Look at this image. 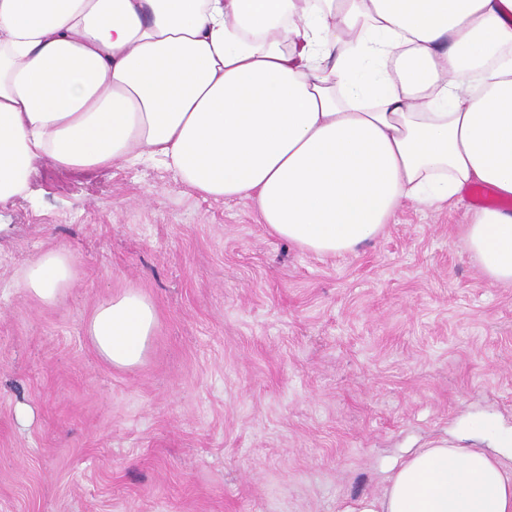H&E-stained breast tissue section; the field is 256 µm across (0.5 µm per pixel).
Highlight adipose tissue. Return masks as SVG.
<instances>
[{
  "label": "adipose tissue",
  "instance_id": "ef3b65f1",
  "mask_svg": "<svg viewBox=\"0 0 512 512\" xmlns=\"http://www.w3.org/2000/svg\"><path fill=\"white\" fill-rule=\"evenodd\" d=\"M144 161L325 256L408 202L439 209L473 184L510 199L512 0H0V206L41 164ZM461 228L484 278L512 284V211L472 208ZM74 273L50 250L21 284L53 304ZM156 323L128 290L85 335L127 369ZM345 512H512V470L440 437Z\"/></svg>",
  "mask_w": 512,
  "mask_h": 512
}]
</instances>
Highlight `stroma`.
<instances>
[{
  "mask_svg": "<svg viewBox=\"0 0 512 512\" xmlns=\"http://www.w3.org/2000/svg\"><path fill=\"white\" fill-rule=\"evenodd\" d=\"M32 188L0 206V512H345L435 436L512 429V287L461 239L472 198L323 257L159 164ZM54 249L76 276L45 305L19 278ZM129 289L157 324L116 369L85 324Z\"/></svg>",
  "mask_w": 512,
  "mask_h": 512,
  "instance_id": "35a3bbf8",
  "label": "stroma"
}]
</instances>
